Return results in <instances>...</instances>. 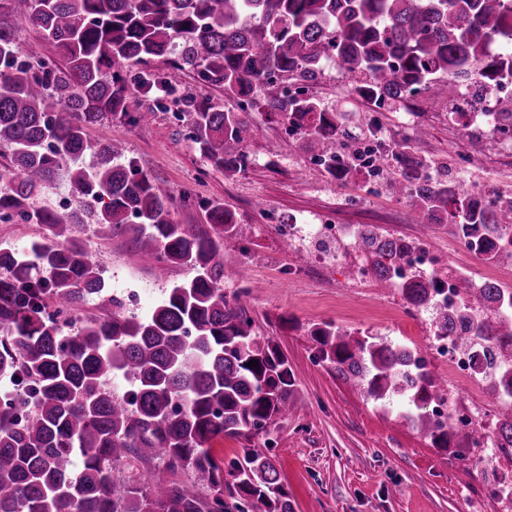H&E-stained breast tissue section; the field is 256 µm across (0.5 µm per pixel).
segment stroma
Returning <instances> with one entry per match:
<instances>
[{
  "label": "stroma",
  "instance_id": "35a3bbf8",
  "mask_svg": "<svg viewBox=\"0 0 512 512\" xmlns=\"http://www.w3.org/2000/svg\"><path fill=\"white\" fill-rule=\"evenodd\" d=\"M151 70L196 102L224 99L222 88L200 83L190 69L157 60ZM271 96L265 85L254 92L248 114L252 160L245 173L230 179L204 161L171 113H157L145 133L125 118L90 130L92 140L123 142L141 172L171 189L172 223L205 231L202 207L219 201L249 227L245 240L224 242V290L239 295L255 332L275 339L287 355L295 378L293 410L266 433L213 440L216 456L228 461L247 448L269 455L293 512H512L495 497L504 460L471 453L462 459L434 447L318 359L311 331L325 322L423 348L427 327L401 318L400 292L352 276L353 265L364 257L351 241L313 234L289 241L276 225L318 224L328 217L353 228L372 224L448 251L473 279H493L494 269L470 260L447 229L414 222L407 203L388 191L393 168L384 170L374 193L360 182L344 184L314 171L283 119L266 109ZM416 121L430 130L416 146L419 155L446 165L466 190L512 193L511 153L449 124L443 108L418 113ZM132 237L128 230L92 234L88 248L109 294L121 299L127 313L138 315L173 284L190 279L193 270L186 264L144 263Z\"/></svg>",
  "mask_w": 512,
  "mask_h": 512
}]
</instances>
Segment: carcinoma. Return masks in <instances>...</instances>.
Listing matches in <instances>:
<instances>
[{
	"mask_svg": "<svg viewBox=\"0 0 512 512\" xmlns=\"http://www.w3.org/2000/svg\"><path fill=\"white\" fill-rule=\"evenodd\" d=\"M62 62L36 46L21 58L0 28V220L15 217L43 233L27 254L0 247V512H290L273 461L254 449L229 464L211 440L258 435L288 417L295 381L272 338L253 332L240 298L224 292L226 238L243 225L224 205L204 206L212 233L170 221L173 194L135 171L122 144L94 142L90 126L127 117V83L150 104L134 123L147 128L172 99L187 137L214 170L231 177L250 164L248 106L274 75L316 84L330 49L357 101L401 108L425 91L453 104L469 81L477 103L512 83V0H6ZM162 59L224 89L236 106L197 104L154 73ZM164 94H159L162 88ZM267 109L298 133L318 171L347 182L363 171L344 159L353 134L318 91L273 97ZM423 126L375 156L396 169L390 191L429 224L448 215L463 243L481 237V255L512 231V196L487 204L417 154ZM92 160L86 164L85 154ZM66 171L73 206L64 214L37 200ZM131 228L147 262L187 264L146 315H127L103 295L98 265L77 238ZM414 240L362 231L380 288H394L398 261ZM432 277L399 286L409 303L429 301ZM459 305L434 310V327L466 346L485 347L484 365L512 375V292L492 281L457 279ZM94 296L104 319L77 311ZM317 357L387 411L447 448L453 422L434 424L427 407L443 389L419 352L332 323L311 331ZM257 361L256 367L247 363ZM121 376L128 386H111ZM495 445L512 448V416L497 422ZM231 480L224 481V476Z\"/></svg>",
	"mask_w": 512,
	"mask_h": 512,
	"instance_id": "1",
	"label": "carcinoma"
}]
</instances>
